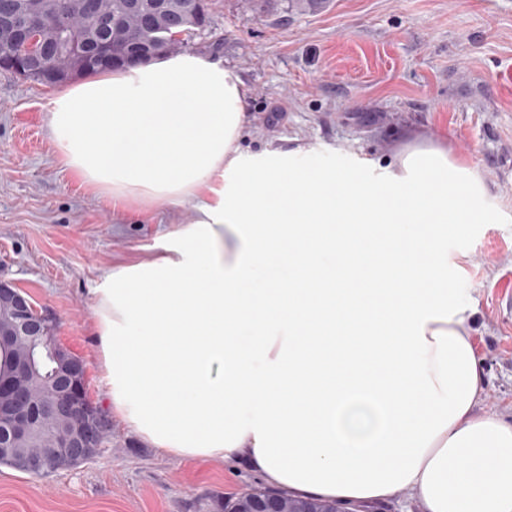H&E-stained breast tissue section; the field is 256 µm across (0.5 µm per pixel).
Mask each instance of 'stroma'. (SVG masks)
Here are the masks:
<instances>
[{"label":"stroma","instance_id":"obj_1","mask_svg":"<svg viewBox=\"0 0 512 512\" xmlns=\"http://www.w3.org/2000/svg\"><path fill=\"white\" fill-rule=\"evenodd\" d=\"M189 51L222 58L250 88L242 147L312 150L310 166L387 159L421 139L479 171L483 223L448 242V280L474 314L482 407L512 419V0H209ZM53 86L0 70V281L57 320L56 340L86 365V394L105 404L91 293L105 271L149 260L155 220L112 211L67 170L48 128ZM282 119L270 122L273 111ZM100 456L43 478L0 465V512H224L245 488L238 462L174 460L117 417Z\"/></svg>","mask_w":512,"mask_h":512}]
</instances>
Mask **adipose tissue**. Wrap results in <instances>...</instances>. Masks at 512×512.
<instances>
[{"mask_svg": "<svg viewBox=\"0 0 512 512\" xmlns=\"http://www.w3.org/2000/svg\"><path fill=\"white\" fill-rule=\"evenodd\" d=\"M248 87L209 54L87 74L49 102L63 164L112 209L189 203L93 288L108 408L177 460L233 459L295 498L512 512V422L483 411L448 228L478 173L440 143L313 168L240 146Z\"/></svg>", "mask_w": 512, "mask_h": 512, "instance_id": "1", "label": "adipose tissue"}]
</instances>
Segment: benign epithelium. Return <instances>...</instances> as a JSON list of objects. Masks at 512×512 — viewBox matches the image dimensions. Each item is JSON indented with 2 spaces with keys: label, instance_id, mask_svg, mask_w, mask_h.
Listing matches in <instances>:
<instances>
[{
  "label": "benign epithelium",
  "instance_id": "obj_1",
  "mask_svg": "<svg viewBox=\"0 0 512 512\" xmlns=\"http://www.w3.org/2000/svg\"><path fill=\"white\" fill-rule=\"evenodd\" d=\"M42 11L41 0H27V6L20 9L14 0H0V24L9 25L16 38L25 44L27 50L20 63L10 67L5 58H0V67L9 69L20 76L33 75L42 69L43 61L57 54L58 43L69 44L71 54L83 59L87 65L109 66L113 59L99 53V43L93 37L74 40L70 26L63 22L54 25L57 40L52 41L43 32L36 17ZM0 303L9 307L15 332L19 336H34L43 343L58 348L54 331L56 322L49 314L37 312L34 304L20 289L7 283H0ZM40 351L30 345L27 354L26 371L22 375L0 376V405H6L9 412L0 414V448L10 447L11 441L28 429L27 416L12 413L10 409L21 406L29 398L28 378L35 375ZM85 366L82 360L75 361L69 371L55 382L56 397L45 408V413L68 425L67 431L56 436L54 456L46 460L42 456H31L20 461V467L35 473L50 465L64 469L73 464L90 460L99 455L101 442L110 438V428L93 408L85 390ZM225 512H316L315 503L293 505L292 498L276 494L262 497L258 492L245 489L225 508Z\"/></svg>",
  "mask_w": 512,
  "mask_h": 512
}]
</instances>
